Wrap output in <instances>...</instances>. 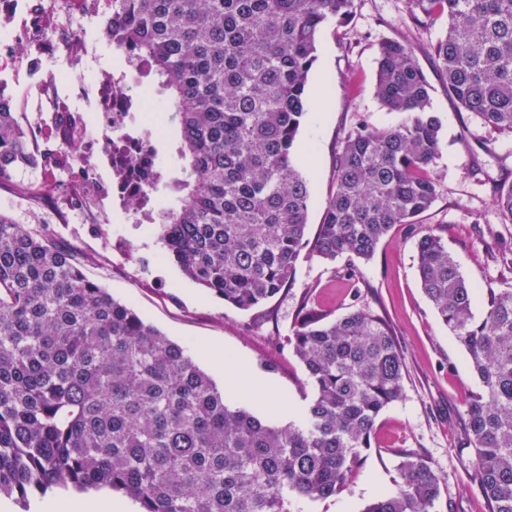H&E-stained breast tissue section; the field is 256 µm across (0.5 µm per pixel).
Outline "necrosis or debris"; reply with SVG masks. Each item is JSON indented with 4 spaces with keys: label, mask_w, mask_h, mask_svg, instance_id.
<instances>
[{
    "label": "necrosis or debris",
    "mask_w": 512,
    "mask_h": 512,
    "mask_svg": "<svg viewBox=\"0 0 512 512\" xmlns=\"http://www.w3.org/2000/svg\"><path fill=\"white\" fill-rule=\"evenodd\" d=\"M119 0H0V76L37 163L14 175L22 207L55 224L156 223L166 115L146 91L142 56L114 48L102 66L89 36Z\"/></svg>",
    "instance_id": "4bbe7bcc"
}]
</instances>
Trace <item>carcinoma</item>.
Returning a JSON list of instances; mask_svg holds the SVG:
<instances>
[{
	"label": "carcinoma",
	"instance_id": "obj_1",
	"mask_svg": "<svg viewBox=\"0 0 512 512\" xmlns=\"http://www.w3.org/2000/svg\"><path fill=\"white\" fill-rule=\"evenodd\" d=\"M353 0H124L112 45L146 55L180 135L183 177L154 225L163 256L239 310L293 282L303 251L368 260L397 224L417 232L418 276L468 353L481 388L464 439L488 512H512V288L478 295L442 237L417 226L437 196L441 122L415 46L386 40L375 94L406 119L357 126L336 158L313 239L309 184L293 149L307 116L322 28ZM411 20L447 21L430 50L448 98L512 135V0H408ZM35 163L0 94V182ZM512 224V180H494ZM313 387L305 421L270 424L231 408L187 348L89 280L42 224L0 212V496L107 487L140 512H288L289 498L343 490L382 411L403 394L405 362L388 321L355 307L299 313L288 338ZM398 490L363 512H435L432 462L405 453Z\"/></svg>",
	"mask_w": 512,
	"mask_h": 512
}]
</instances>
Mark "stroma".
Instances as JSON below:
<instances>
[{"mask_svg": "<svg viewBox=\"0 0 512 512\" xmlns=\"http://www.w3.org/2000/svg\"><path fill=\"white\" fill-rule=\"evenodd\" d=\"M445 21L413 26L407 0H354L344 23L322 30L310 74L309 113L294 147L310 188L308 227L316 229L334 184V163L342 139L358 124L389 127L403 113L388 110L375 97L378 48L388 39H406L432 86V112L442 122V149L435 166L437 197L422 215L423 225L440 226L449 252L474 287L512 288V224H503L494 205L493 180L512 169V136L481 125L449 99L427 49L443 37ZM51 230L75 256H91L85 275L112 296L131 304L171 340L188 347L220 388L228 373L245 363L265 381L262 396L227 393L225 402L285 425L301 421L313 390L288 338L302 301L338 318L350 305L370 309L394 327L405 356L401 399L377 420L371 447L362 449L352 480L336 496L294 500L290 512H363L383 494L396 492L402 453L428 457L440 477L435 512H488L474 484L472 455L464 445V420L471 394L480 387L469 356L438 317L417 277V237L396 226L372 260L326 263L302 257L288 293L268 308L244 312L183 276L161 256L151 227L112 224L93 233L80 224ZM126 247L112 246L115 236Z\"/></svg>", "mask_w": 512, "mask_h": 512, "instance_id": "obj_1", "label": "stroma"}]
</instances>
